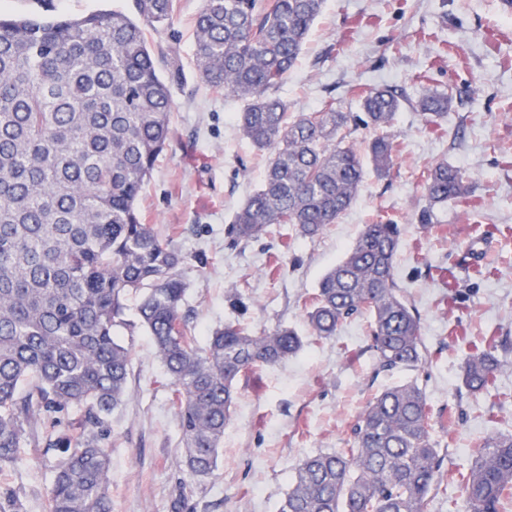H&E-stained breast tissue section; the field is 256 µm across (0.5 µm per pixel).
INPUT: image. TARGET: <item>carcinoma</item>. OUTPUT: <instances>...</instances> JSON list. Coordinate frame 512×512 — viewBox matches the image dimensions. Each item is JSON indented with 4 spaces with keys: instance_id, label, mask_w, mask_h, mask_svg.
I'll return each instance as SVG.
<instances>
[{
    "instance_id": "obj_1",
    "label": "carcinoma",
    "mask_w": 512,
    "mask_h": 512,
    "mask_svg": "<svg viewBox=\"0 0 512 512\" xmlns=\"http://www.w3.org/2000/svg\"><path fill=\"white\" fill-rule=\"evenodd\" d=\"M117 10L41 17L0 14V470L29 468L26 444L60 453L46 512H112L107 490L110 418L128 398L132 351L116 334L153 337L173 386L172 405L190 477L214 475L238 382L294 355L291 328L224 325L199 343L183 311L186 257L144 222L145 179L173 136L172 83L160 74L146 30L172 28L175 0H134ZM324 0H202L195 19L198 79L243 98L240 133L269 153L260 187L225 228L232 246L288 224L313 240L351 206L362 158L344 144L359 127L386 128L401 107L393 87L349 92L360 111L333 102L288 117L273 95L294 68ZM450 97L426 94V120L447 117ZM391 138L368 159L385 176ZM430 224L436 205L467 192L443 161L422 175ZM400 228L367 224L320 279L307 308L311 336L327 340L347 319H371L369 348L382 372L426 359L420 317L395 275ZM139 296L138 323L125 319ZM503 343L492 336L465 359L472 394L495 387ZM438 416L414 380L382 390L350 427L348 447L306 456L277 512H427L444 481ZM456 480L462 508L501 512L512 500V432L472 449ZM19 488L0 484V512H23Z\"/></svg>"
}]
</instances>
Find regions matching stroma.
<instances>
[{
  "instance_id": "obj_1",
  "label": "stroma",
  "mask_w": 512,
  "mask_h": 512,
  "mask_svg": "<svg viewBox=\"0 0 512 512\" xmlns=\"http://www.w3.org/2000/svg\"><path fill=\"white\" fill-rule=\"evenodd\" d=\"M174 29L147 31L160 73L178 66L173 138L157 157L139 206L146 223L186 256L184 307L196 336L237 321L295 328L306 342L288 361L242 378L224 431L218 468L203 480L182 464L172 385L145 331L132 338L129 397L107 439L112 512H276L307 455L345 447L350 426L377 392L414 379L443 417L435 437L450 481L428 512L460 498L453 477L476 442L512 432V13L499 0H326L297 66L276 91L290 114L335 102L359 105L350 83L392 86L405 98L389 128L396 152L387 176L367 172L352 206L319 238L272 225L260 239L228 248L224 228L262 181L265 154L235 118L245 103L201 83L194 69V21L201 0H176ZM450 96L441 125L417 109L424 91ZM445 160L467 176L465 200L448 202L423 224L422 174ZM387 218L402 228L396 278L421 316L427 359L417 370L377 371L368 319L356 316L335 338L308 340L306 300L364 225ZM507 340L495 389L470 394L464 358L484 337ZM21 487L24 512H42L55 452L31 445Z\"/></svg>"
}]
</instances>
